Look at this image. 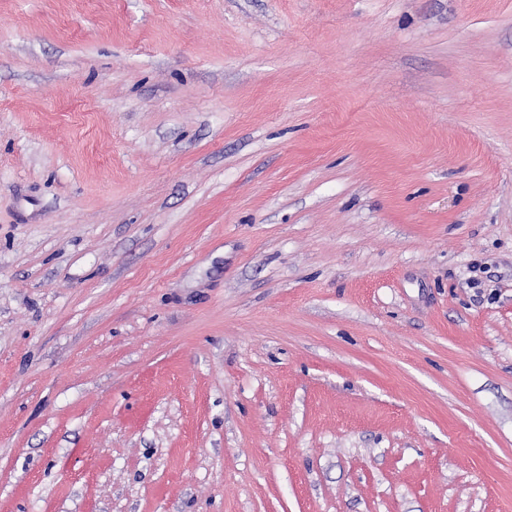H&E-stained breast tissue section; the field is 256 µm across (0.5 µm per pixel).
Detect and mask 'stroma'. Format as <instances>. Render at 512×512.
Listing matches in <instances>:
<instances>
[{"mask_svg":"<svg viewBox=\"0 0 512 512\" xmlns=\"http://www.w3.org/2000/svg\"><path fill=\"white\" fill-rule=\"evenodd\" d=\"M0 512H512V0H0Z\"/></svg>","mask_w":512,"mask_h":512,"instance_id":"35a3bbf8","label":"stroma"}]
</instances>
